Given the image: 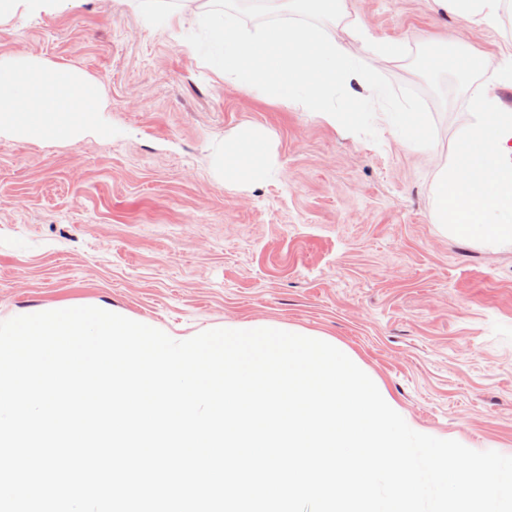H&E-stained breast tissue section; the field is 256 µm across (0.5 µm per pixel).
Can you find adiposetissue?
Masks as SVG:
<instances>
[{
    "label": "adipose tissue",
    "instance_id": "1",
    "mask_svg": "<svg viewBox=\"0 0 512 512\" xmlns=\"http://www.w3.org/2000/svg\"><path fill=\"white\" fill-rule=\"evenodd\" d=\"M436 10L472 30L498 23L505 0H433ZM103 103L98 84L84 72L46 60L0 58V132L22 139L71 140L92 128ZM263 129L246 128L224 146V175L250 180L267 157Z\"/></svg>",
    "mask_w": 512,
    "mask_h": 512
}]
</instances>
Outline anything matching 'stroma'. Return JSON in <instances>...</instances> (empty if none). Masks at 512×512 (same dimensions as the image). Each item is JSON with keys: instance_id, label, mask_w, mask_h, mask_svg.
Masks as SVG:
<instances>
[{"instance_id": "obj_1", "label": "stroma", "mask_w": 512, "mask_h": 512, "mask_svg": "<svg viewBox=\"0 0 512 512\" xmlns=\"http://www.w3.org/2000/svg\"><path fill=\"white\" fill-rule=\"evenodd\" d=\"M379 39L417 50L452 17L430 0H353ZM37 56L101 87L73 140L0 134V322L94 306L176 340L276 325L347 352L413 430L512 456V245L432 223L436 157L470 119L410 60L360 61L422 94L432 150L384 113L378 141L225 81L123 0H66L0 29V56ZM271 136L268 170L224 179V142Z\"/></svg>"}]
</instances>
